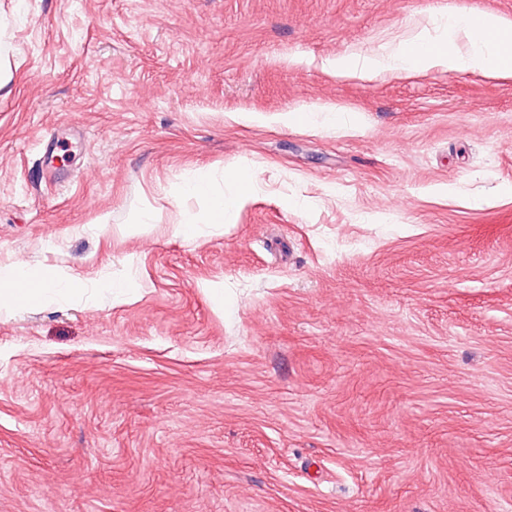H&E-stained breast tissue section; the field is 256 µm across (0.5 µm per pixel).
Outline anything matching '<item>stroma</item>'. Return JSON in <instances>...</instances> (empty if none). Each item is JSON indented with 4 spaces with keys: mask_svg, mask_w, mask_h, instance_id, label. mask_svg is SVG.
<instances>
[{
    "mask_svg": "<svg viewBox=\"0 0 512 512\" xmlns=\"http://www.w3.org/2000/svg\"><path fill=\"white\" fill-rule=\"evenodd\" d=\"M463 7L0 0V512H512V79L361 68ZM187 192L201 196L208 201L206 218L209 224H224V219L235 210L240 198H225L224 194L214 193L207 175L200 174L186 185ZM0 316L11 313L20 308L16 295L19 286H31L29 288V301L41 302L51 290L74 289V279L62 275L58 277L54 288H43L38 282V275L34 272H17L8 267L0 270Z\"/></svg>",
    "mask_w": 512,
    "mask_h": 512,
    "instance_id": "1",
    "label": "stroma"
}]
</instances>
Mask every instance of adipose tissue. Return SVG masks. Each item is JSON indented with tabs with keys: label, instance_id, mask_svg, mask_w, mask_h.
Listing matches in <instances>:
<instances>
[{
	"label": "adipose tissue",
	"instance_id": "adipose-tissue-1",
	"mask_svg": "<svg viewBox=\"0 0 512 512\" xmlns=\"http://www.w3.org/2000/svg\"><path fill=\"white\" fill-rule=\"evenodd\" d=\"M366 70H398L410 75L433 70L461 73L481 70L489 77H512V24L494 13L460 9L449 14L438 38L418 36L387 53H374L363 62ZM29 289L31 301L46 298L36 273L0 269V315L18 309V287Z\"/></svg>",
	"mask_w": 512,
	"mask_h": 512
}]
</instances>
